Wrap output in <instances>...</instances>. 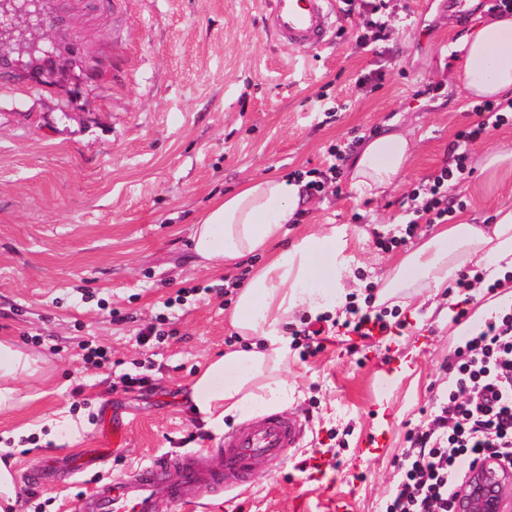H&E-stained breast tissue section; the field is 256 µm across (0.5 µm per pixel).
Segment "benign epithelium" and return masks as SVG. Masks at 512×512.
<instances>
[{"instance_id":"benign-epithelium-1","label":"benign epithelium","mask_w":512,"mask_h":512,"mask_svg":"<svg viewBox=\"0 0 512 512\" xmlns=\"http://www.w3.org/2000/svg\"><path fill=\"white\" fill-rule=\"evenodd\" d=\"M457 512H512V468L490 458L458 488Z\"/></svg>"}]
</instances>
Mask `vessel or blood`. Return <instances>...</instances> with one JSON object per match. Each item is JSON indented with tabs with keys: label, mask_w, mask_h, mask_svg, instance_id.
Returning a JSON list of instances; mask_svg holds the SVG:
<instances>
[{
	"label": "vessel or blood",
	"mask_w": 512,
	"mask_h": 512,
	"mask_svg": "<svg viewBox=\"0 0 512 512\" xmlns=\"http://www.w3.org/2000/svg\"><path fill=\"white\" fill-rule=\"evenodd\" d=\"M336 0H269L266 25L292 51H319L335 42ZM306 421L274 412L225 432L206 459L187 451L138 463L120 476H103L78 499L79 512H174L209 493L245 492L258 466L279 470L303 444Z\"/></svg>",
	"instance_id": "vessel-or-blood-1"
}]
</instances>
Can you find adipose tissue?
<instances>
[{
    "instance_id": "ef3b65f1",
    "label": "adipose tissue",
    "mask_w": 512,
    "mask_h": 512,
    "mask_svg": "<svg viewBox=\"0 0 512 512\" xmlns=\"http://www.w3.org/2000/svg\"><path fill=\"white\" fill-rule=\"evenodd\" d=\"M456 49L462 57L458 93L476 102L512 98V14L488 18ZM412 153L413 142L402 131L370 137L350 160L353 188L373 196L397 190ZM300 201L295 180L255 178L214 202L194 226L193 250L203 268L262 258L228 314L236 342L204 364L189 387L197 411L213 429L284 407L288 326L302 313L313 318L334 313L346 299L350 259L335 229L317 227L289 247L280 245ZM469 267L480 268L492 282L505 281L512 272V208L499 209L489 229L464 219L420 237L389 262L374 303L402 305L422 291L448 288ZM36 372L29 354L0 341V412L17 405L14 380Z\"/></svg>"
}]
</instances>
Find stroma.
Instances as JSON below:
<instances>
[{
	"label": "stroma",
	"mask_w": 512,
	"mask_h": 512,
	"mask_svg": "<svg viewBox=\"0 0 512 512\" xmlns=\"http://www.w3.org/2000/svg\"><path fill=\"white\" fill-rule=\"evenodd\" d=\"M67 31H55L73 68L61 84L25 76L17 36L26 15L0 22V338L38 361L41 375L18 380L23 403L0 413V443L17 473V512H76L91 479L115 476L152 456L193 449L220 434L187 396L195 374L223 354L232 331L223 295L235 271L197 264L191 234L201 211L248 179L342 169L314 197L289 237L315 224L335 227L353 258L348 293L376 292L391 258L376 235L399 234L408 195L448 160L456 135L473 121V103L448 88L453 43L486 15L476 0L467 17L448 0H393V33L381 53L361 49L359 16L342 18L333 47L289 52L264 28V0H77ZM384 72L379 86L357 81ZM421 102H413L416 91ZM411 133L415 151L402 186L374 197L346 176L350 143L388 122ZM338 146L330 155V146ZM502 161L486 166V156ZM469 176L449 194L457 214L479 224L512 204V125L470 146ZM455 288L424 291L400 306L406 328L352 350L339 332L316 355L290 351L289 408L310 428L305 446L279 471L258 470L251 490L232 499L204 496L196 512H379L394 458L429 410L461 324L449 321ZM173 306H166V299ZM126 313L116 322L113 311ZM166 319L169 334L145 347L141 325ZM108 346L112 364L84 363L88 342ZM151 356L155 393L118 383ZM90 415L91 431L72 434L63 417ZM128 426L127 445L101 440L109 418ZM26 445L13 448L16 430ZM380 433L382 455L357 463L364 439ZM89 462L72 475L77 458ZM331 464L312 478L311 460ZM52 479L31 487V470Z\"/></svg>",
	"instance_id": "35a3bbf8"
}]
</instances>
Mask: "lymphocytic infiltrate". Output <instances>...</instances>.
Returning <instances> with one entry per match:
<instances>
[{
	"label": "lymphocytic infiltrate",
	"mask_w": 512,
	"mask_h": 512,
	"mask_svg": "<svg viewBox=\"0 0 512 512\" xmlns=\"http://www.w3.org/2000/svg\"><path fill=\"white\" fill-rule=\"evenodd\" d=\"M343 15L362 14L355 34L359 47L377 51L391 30L390 0H341ZM475 121L457 135L448 165L409 195L412 217L405 229L419 224H447L454 218L448 191L466 171L469 146L491 129L512 123V98L474 105ZM365 306L348 302L342 323L363 338L404 329L387 311H375L373 296ZM396 457V480L380 512H453L457 488L482 460L494 457L512 467V307L498 310L479 331L462 336L448 355L444 386L427 419L406 437Z\"/></svg>",
	"instance_id": "f902f5d3"
}]
</instances>
